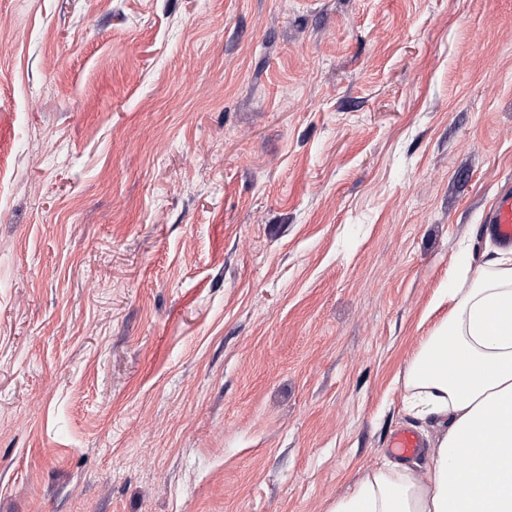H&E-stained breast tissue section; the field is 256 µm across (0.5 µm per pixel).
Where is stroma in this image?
<instances>
[{
	"label": "stroma",
	"instance_id": "stroma-1",
	"mask_svg": "<svg viewBox=\"0 0 512 512\" xmlns=\"http://www.w3.org/2000/svg\"><path fill=\"white\" fill-rule=\"evenodd\" d=\"M512 186V0H0V512H331Z\"/></svg>",
	"mask_w": 512,
	"mask_h": 512
}]
</instances>
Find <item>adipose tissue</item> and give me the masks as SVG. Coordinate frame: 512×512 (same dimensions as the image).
Listing matches in <instances>:
<instances>
[{
	"label": "adipose tissue",
	"mask_w": 512,
	"mask_h": 512,
	"mask_svg": "<svg viewBox=\"0 0 512 512\" xmlns=\"http://www.w3.org/2000/svg\"><path fill=\"white\" fill-rule=\"evenodd\" d=\"M449 298L404 379L407 406L443 427L431 466L372 470L332 512H512V252L461 275Z\"/></svg>",
	"instance_id": "1"
}]
</instances>
